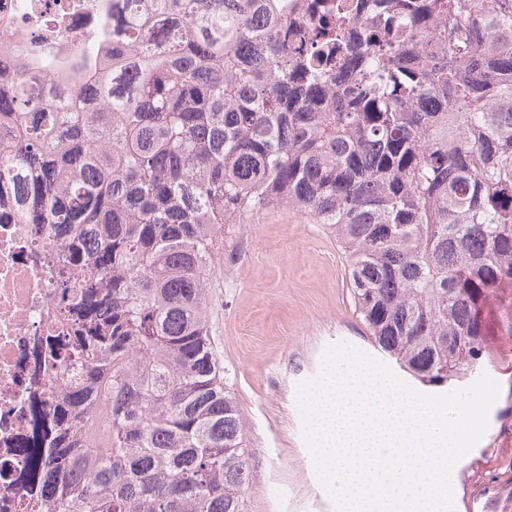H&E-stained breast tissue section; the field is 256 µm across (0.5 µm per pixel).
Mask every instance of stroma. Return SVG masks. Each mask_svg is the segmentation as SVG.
<instances>
[{"instance_id":"stroma-1","label":"stroma","mask_w":512,"mask_h":512,"mask_svg":"<svg viewBox=\"0 0 512 512\" xmlns=\"http://www.w3.org/2000/svg\"><path fill=\"white\" fill-rule=\"evenodd\" d=\"M210 326L250 452L243 512H334L300 437L295 385L327 344L376 351L335 235L282 208L231 225L210 274ZM490 353L483 369L501 392L486 434L455 468L456 512H484L512 462V339L494 337Z\"/></svg>"}]
</instances>
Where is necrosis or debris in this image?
<instances>
[{"label":"necrosis or debris","mask_w":512,"mask_h":512,"mask_svg":"<svg viewBox=\"0 0 512 512\" xmlns=\"http://www.w3.org/2000/svg\"><path fill=\"white\" fill-rule=\"evenodd\" d=\"M98 0H0V32L25 42L29 30L51 27L57 55H69L86 33ZM32 224H0V460L12 470L0 477V512H28L38 486L25 474L24 448L39 433H53V419L34 411L62 372L47 339L56 335L52 256L60 248L34 249Z\"/></svg>","instance_id":"necrosis-or-debris-1"}]
</instances>
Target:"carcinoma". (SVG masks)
I'll use <instances>...</instances> for the list:
<instances>
[{"instance_id": "obj_1", "label": "carcinoma", "mask_w": 512, "mask_h": 512, "mask_svg": "<svg viewBox=\"0 0 512 512\" xmlns=\"http://www.w3.org/2000/svg\"><path fill=\"white\" fill-rule=\"evenodd\" d=\"M15 53L0 224L62 243L53 356L77 369L24 450L36 512H242L208 279L269 209L336 233L367 333L420 382L512 338V0H99L72 55ZM68 79L93 108L44 111Z\"/></svg>"}]
</instances>
